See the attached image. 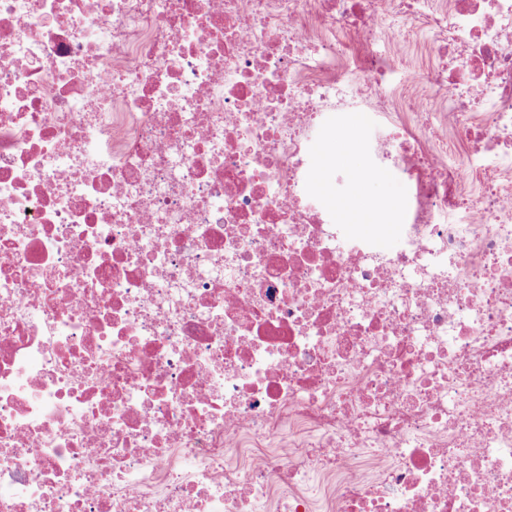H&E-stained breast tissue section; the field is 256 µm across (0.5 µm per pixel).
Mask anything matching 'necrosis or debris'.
Wrapping results in <instances>:
<instances>
[{
	"label": "necrosis or debris",
	"instance_id": "1",
	"mask_svg": "<svg viewBox=\"0 0 512 512\" xmlns=\"http://www.w3.org/2000/svg\"><path fill=\"white\" fill-rule=\"evenodd\" d=\"M0 512H512V0H0ZM328 152L334 158L330 161L331 176L334 179L342 175V171L350 172L355 176L357 170L369 165L372 155L363 147L356 149L352 144L343 140L334 142L319 141L312 146V160L316 163L318 154ZM352 193L357 196L360 212L381 204L390 203L402 193L400 181L395 173H383L374 184L355 180Z\"/></svg>",
	"mask_w": 512,
	"mask_h": 512
}]
</instances>
